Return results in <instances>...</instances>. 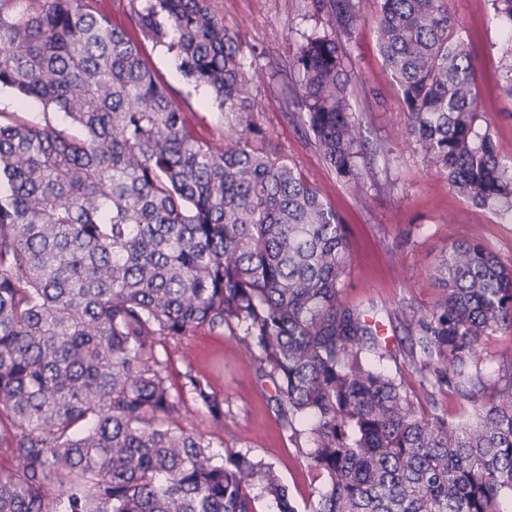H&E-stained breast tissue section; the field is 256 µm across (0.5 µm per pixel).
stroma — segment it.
<instances>
[{
	"instance_id": "35a3bbf8",
	"label": "stroma",
	"mask_w": 512,
	"mask_h": 512,
	"mask_svg": "<svg viewBox=\"0 0 512 512\" xmlns=\"http://www.w3.org/2000/svg\"><path fill=\"white\" fill-rule=\"evenodd\" d=\"M309 0H210L212 12L245 48L254 50L255 109L271 146L294 162L304 178L338 213L349 239V274L344 300L363 309L391 314L389 338L406 337L413 312L433 310L442 294L432 269L449 244L482 243L504 262L512 263V223L478 207L449 188L423 155L408 147L401 93L381 56L374 18L380 0H359L361 19L350 44L359 78L351 103L360 136L382 145L363 189L339 178L327 165L300 118L286 106L287 88L280 72L290 45L319 27ZM474 50L479 106L490 120V132L503 163H512V97L501 89L506 44L491 0H449ZM143 54L158 80L168 86L183 108L196 136L213 145L224 143V116L210 94L194 87L178 69L175 51L144 44ZM168 375L180 384L185 371L206 379L224 397L223 427L201 413L186 414L182 424L220 444L225 432L237 446L273 463L290 495L308 506L312 474L282 430L270 389L261 381L243 348L233 339L199 328L168 350Z\"/></svg>"
}]
</instances>
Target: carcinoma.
<instances>
[{"label": "carcinoma", "mask_w": 512, "mask_h": 512, "mask_svg": "<svg viewBox=\"0 0 512 512\" xmlns=\"http://www.w3.org/2000/svg\"><path fill=\"white\" fill-rule=\"evenodd\" d=\"M0 0V512H299L273 464L181 426L224 425V396L160 350L198 327L241 344L317 482L307 512H504L512 500V370L478 353L512 330V265L456 242L444 290L404 351L434 398L421 412L383 318L343 299L340 217L268 145L252 62L208 0ZM512 43V0H491ZM322 28L288 57V106L356 189L365 146L350 102L359 0H310ZM379 48L407 112L403 139L473 204L512 213V167L479 111L474 53L448 0H380ZM224 109V148L189 129L144 43ZM68 124L53 121L49 111ZM182 425L187 429L200 433L210 439L215 447L224 440V431L211 424L209 419L203 414L192 409L185 415Z\"/></svg>", "instance_id": "cac0c4a2"}]
</instances>
